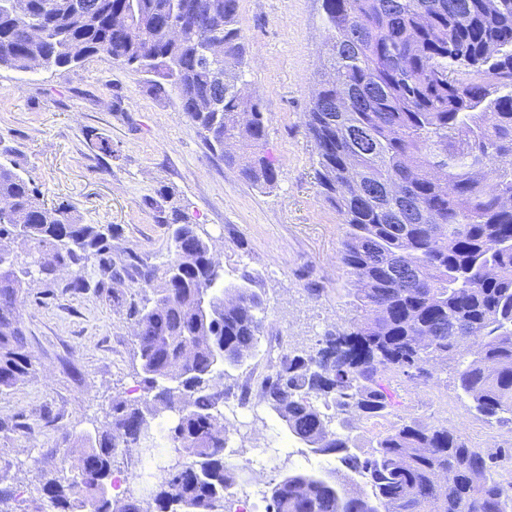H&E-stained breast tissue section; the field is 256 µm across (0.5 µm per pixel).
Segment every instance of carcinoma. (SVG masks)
I'll use <instances>...</instances> for the list:
<instances>
[{"label": "carcinoma", "instance_id": "cac0c4a2", "mask_svg": "<svg viewBox=\"0 0 512 512\" xmlns=\"http://www.w3.org/2000/svg\"><path fill=\"white\" fill-rule=\"evenodd\" d=\"M193 2L204 28L171 42L175 0H0V69L28 72L37 59L76 67L107 55L170 87L209 146L234 164L233 146L257 149L267 135L261 103L244 117L224 68L206 58L207 42L220 37L225 63H243L238 0ZM322 10V66L336 82L323 80L307 127L320 194L347 226L341 262L362 315L315 353L287 357L261 384L288 428L342 465L330 480H282L272 512H512V481L498 472L512 449L484 453L444 428L405 423L360 456L312 402L331 399L353 428L384 417L394 379L423 377L430 358L452 355L466 361L458 388L475 409L512 421V204L500 200L512 196V0H322ZM123 11L146 20V30H114L112 17ZM341 93L350 106L328 111L327 100ZM239 173L258 187L277 180L264 154ZM394 181L403 195L388 194ZM1 201L9 212H0V251L25 239L45 280L93 259L96 280L79 274L66 288L100 291L127 277L153 293L134 310L146 398L114 404L106 430L80 436L77 460L64 452L60 475L44 485L56 512H143L141 495L117 499L109 489L118 449L163 457L150 433L161 406L177 411L168 431L180 461L154 475L156 512H224L239 470L224 453V365L240 364L254 347L260 296L238 288L226 299L223 270L176 209L165 220L173 256L158 277L114 258L112 226L46 208L34 181L6 161ZM28 275L14 255L0 263V388L32 369L18 306Z\"/></svg>", "mask_w": 512, "mask_h": 512}]
</instances>
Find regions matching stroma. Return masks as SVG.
<instances>
[{
    "mask_svg": "<svg viewBox=\"0 0 512 512\" xmlns=\"http://www.w3.org/2000/svg\"><path fill=\"white\" fill-rule=\"evenodd\" d=\"M245 36L244 96L261 102L265 153L275 163L273 186L256 187L213 153L174 93L159 91L151 75L100 54L73 68L0 70V159L39 186L46 207L69 206L84 224L111 225L118 255L134 253L164 268L173 242L164 219L179 209L212 245L225 286L258 293L265 308L253 355L224 368V395L267 372L271 352L316 350L327 333L348 326L358 311L340 261L346 227L319 193L318 156L306 111L321 67L327 31L322 0H238ZM112 142L103 154L89 140ZM31 274L21 313L33 371L0 388V487L12 497L0 512H52L43 491L74 439L104 430L112 406L145 396L131 305L145 295L123 283L102 291L63 290ZM427 380L394 382V406L379 425L345 431L356 452L380 431L415 422L464 435L493 452L512 448V424L478 416L457 387L454 361L426 365ZM228 438L240 463L225 512L244 499L269 512L273 487L295 473L327 477L337 459L312 452L264 400L231 415ZM279 452V467L258 471L261 449Z\"/></svg>",
    "mask_w": 512,
    "mask_h": 512,
    "instance_id": "stroma-1",
    "label": "stroma"
}]
</instances>
